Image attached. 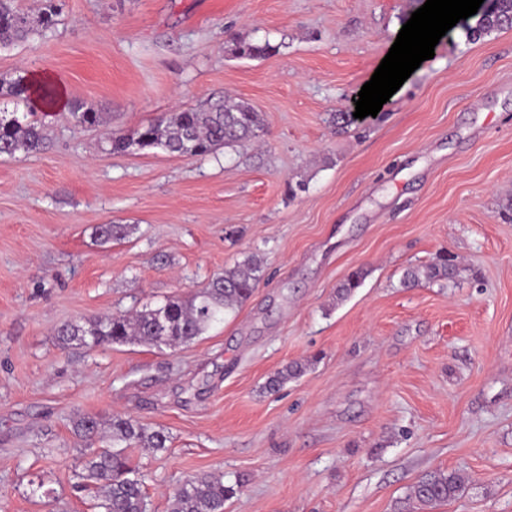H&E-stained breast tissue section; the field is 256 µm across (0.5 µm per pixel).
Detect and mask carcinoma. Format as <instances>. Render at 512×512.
<instances>
[{
  "label": "carcinoma",
  "instance_id": "1",
  "mask_svg": "<svg viewBox=\"0 0 512 512\" xmlns=\"http://www.w3.org/2000/svg\"><path fill=\"white\" fill-rule=\"evenodd\" d=\"M56 0H45L44 7L35 16L22 11L17 0H0V47L15 46L35 34L45 33L56 24ZM512 22V0H500L495 16L480 15L470 30L476 41L509 26ZM57 86L44 82L34 88L26 77L0 79V98L20 99L29 108L51 107L57 100ZM67 119L76 126L95 127L103 123L102 114L78 102L68 104ZM262 116L245 104L221 105L210 111L183 110L170 116L163 115L145 127L127 133H114L110 151L126 153L136 150L161 149L169 154L194 158L205 156L217 148L229 147L246 140L262 127ZM45 147L44 126L37 121L22 122L16 116L0 115V156L37 154ZM126 224H101L94 236L102 243H110L128 235ZM457 274L456 266L443 256L430 265L411 267L404 273L403 284L413 287L422 281L451 280ZM263 278V261L256 255L224 269V274L213 278L206 286L189 296L172 295L162 303L147 306L129 317L111 315L85 321H74L57 330L59 344H76L87 349L138 342L140 344L176 348L190 344L202 336L213 324L224 320V314L246 302ZM365 272L349 274L336 292L343 300L360 288ZM306 365L293 362L276 371L266 382L270 392L278 390L288 380L304 373ZM76 434L91 440L98 436L99 421L84 416L73 423ZM109 443L90 449L82 461V478L86 485L100 490L96 503L99 512H148L149 502L139 472L132 465L126 449L167 448L168 436L121 415L112 416ZM468 478L459 471L436 470L413 485L408 500L426 508L454 498ZM236 490L224 485V475L203 473L188 478L173 495L172 512H224L225 501Z\"/></svg>",
  "mask_w": 512,
  "mask_h": 512
}]
</instances>
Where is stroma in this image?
Masks as SVG:
<instances>
[{
	"label": "stroma",
	"instance_id": "35a3bbf8",
	"mask_svg": "<svg viewBox=\"0 0 512 512\" xmlns=\"http://www.w3.org/2000/svg\"><path fill=\"white\" fill-rule=\"evenodd\" d=\"M424 2L62 0L0 50V77L53 76L104 118L47 113L43 152L0 156V512H96L72 424L116 414L170 438L131 451L149 512L201 473L242 480L224 512H396L435 470L470 484L433 512H512V27L459 21L377 116L331 120ZM238 102L259 136L203 157L106 143ZM100 224L132 230L103 245ZM444 252L456 279L404 287ZM249 254L263 280L191 344L57 342ZM67 119L75 126L95 127L103 123V117L100 112H95L91 108H84L81 103H68Z\"/></svg>",
	"mask_w": 512,
	"mask_h": 512
}]
</instances>
